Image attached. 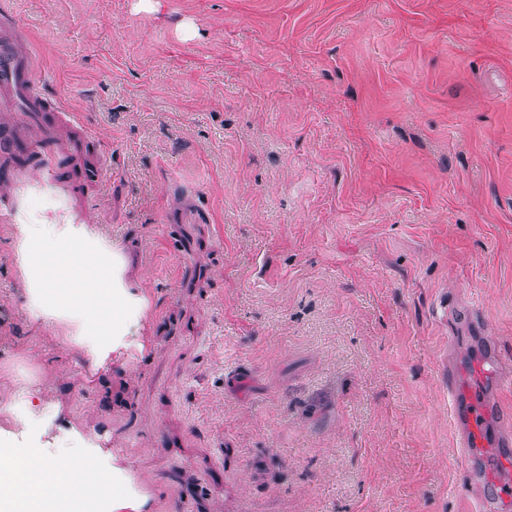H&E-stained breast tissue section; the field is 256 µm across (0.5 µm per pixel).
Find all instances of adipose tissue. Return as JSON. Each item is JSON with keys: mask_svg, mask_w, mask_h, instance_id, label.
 <instances>
[{"mask_svg": "<svg viewBox=\"0 0 512 512\" xmlns=\"http://www.w3.org/2000/svg\"><path fill=\"white\" fill-rule=\"evenodd\" d=\"M64 241L26 229L28 307L42 321H72V342L87 365L106 367L126 348L129 322L141 314L143 297L123 278L120 253L105 255L87 225L72 224ZM112 490L106 468L76 466L36 448L0 445V512H90Z\"/></svg>", "mask_w": 512, "mask_h": 512, "instance_id": "1", "label": "adipose tissue"}]
</instances>
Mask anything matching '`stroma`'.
I'll return each mask as SVG.
<instances>
[{"mask_svg": "<svg viewBox=\"0 0 512 512\" xmlns=\"http://www.w3.org/2000/svg\"><path fill=\"white\" fill-rule=\"evenodd\" d=\"M92 185L18 171L0 420L135 490L123 512H467L448 373L512 362V0H0ZM81 215L142 285L94 371L34 320L25 225ZM33 393L27 392L21 395L20 400L14 407V424L25 430H32L40 424V417L37 414Z\"/></svg>", "mask_w": 512, "mask_h": 512, "instance_id": "35a3bbf8", "label": "stroma"}]
</instances>
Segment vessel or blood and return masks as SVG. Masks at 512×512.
I'll use <instances>...</instances> for the list:
<instances>
[{"label": "vessel or blood", "mask_w": 512, "mask_h": 512, "mask_svg": "<svg viewBox=\"0 0 512 512\" xmlns=\"http://www.w3.org/2000/svg\"><path fill=\"white\" fill-rule=\"evenodd\" d=\"M16 33L11 26L0 25V102L15 105L22 114L21 121L0 125V182L10 181L14 170V154L25 141L26 123L33 116L55 110L61 121L77 125L75 113L63 105L48 106L43 83L34 72L32 57L20 55L15 46ZM475 380L461 385L450 379L451 414L453 423L463 436L467 448H479L486 442L484 423L499 415L502 407L484 389L486 380H497L499 363L487 358L473 365Z\"/></svg>", "instance_id": "b4317fda"}]
</instances>
